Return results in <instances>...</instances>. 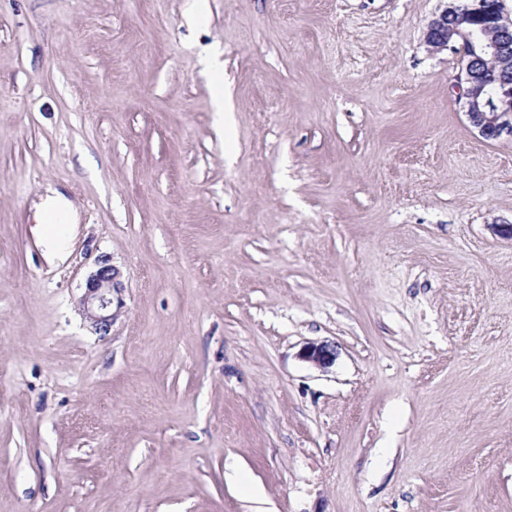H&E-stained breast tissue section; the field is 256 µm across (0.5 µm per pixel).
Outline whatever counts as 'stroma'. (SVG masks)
<instances>
[{
    "mask_svg": "<svg viewBox=\"0 0 512 512\" xmlns=\"http://www.w3.org/2000/svg\"><path fill=\"white\" fill-rule=\"evenodd\" d=\"M447 4L0 0V512H512V138ZM472 1L466 10H458L452 3L436 15L428 25L427 43L438 50H459L467 56L457 83L471 126L487 140L512 137V19L506 18L502 9L492 15L496 35L481 41L474 28L483 29L487 38L494 32L487 17L480 18L474 28L461 27L470 15L487 11L484 0ZM489 60L495 66L492 78L485 69ZM119 271L111 260L102 256L97 260V269L86 282V291L80 300L84 318L93 331L100 336L109 335L114 320L123 307L121 291L123 285ZM302 358L319 368H328L333 364L336 353L328 344L309 343L302 350Z\"/></svg>",
    "mask_w": 512,
    "mask_h": 512,
    "instance_id": "35a3bbf8",
    "label": "stroma"
}]
</instances>
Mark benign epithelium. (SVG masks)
Returning a JSON list of instances; mask_svg holds the SVG:
<instances>
[{
  "label": "benign epithelium",
  "mask_w": 512,
  "mask_h": 512,
  "mask_svg": "<svg viewBox=\"0 0 512 512\" xmlns=\"http://www.w3.org/2000/svg\"><path fill=\"white\" fill-rule=\"evenodd\" d=\"M484 12V0H473L465 10L454 3L447 6L430 21L427 43L438 50L467 56L458 75L465 114L484 139L497 140L505 135L512 137V19L501 11L492 15L495 37L482 41L474 29L461 24L469 16ZM489 61L495 66L492 77L485 69ZM122 288L119 271L108 257H100L80 300L82 314L95 333L109 335L123 307ZM302 358L325 369L333 364L336 353L327 344L309 343L302 350Z\"/></svg>",
  "instance_id": "7a95c632"
}]
</instances>
